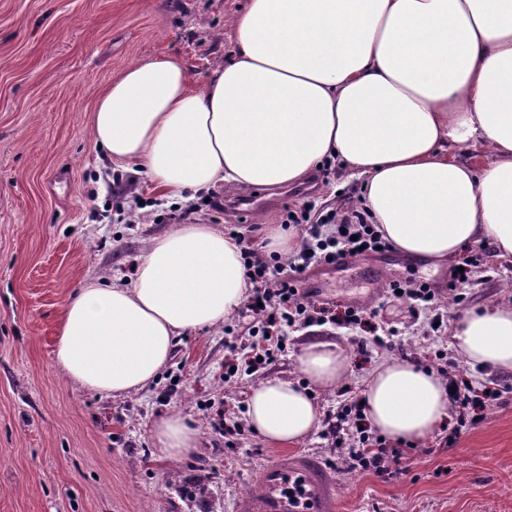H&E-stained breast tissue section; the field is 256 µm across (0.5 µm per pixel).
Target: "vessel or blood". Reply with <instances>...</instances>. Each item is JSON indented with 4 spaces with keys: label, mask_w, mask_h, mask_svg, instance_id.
I'll use <instances>...</instances> for the list:
<instances>
[{
    "label": "vessel or blood",
    "mask_w": 512,
    "mask_h": 512,
    "mask_svg": "<svg viewBox=\"0 0 512 512\" xmlns=\"http://www.w3.org/2000/svg\"><path fill=\"white\" fill-rule=\"evenodd\" d=\"M260 496L241 497L235 512H335V487L312 459L281 455L261 476Z\"/></svg>",
    "instance_id": "b4317fda"
}]
</instances>
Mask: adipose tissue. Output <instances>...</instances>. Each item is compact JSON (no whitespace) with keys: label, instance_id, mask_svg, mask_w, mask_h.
I'll use <instances>...</instances> for the list:
<instances>
[{"label":"adipose tissue","instance_id":"1","mask_svg":"<svg viewBox=\"0 0 512 512\" xmlns=\"http://www.w3.org/2000/svg\"><path fill=\"white\" fill-rule=\"evenodd\" d=\"M233 59L194 88L176 58L126 69L98 99L92 133L115 168L159 197L188 202L220 184L291 186L324 161L363 181L376 228L406 257L441 266L473 243L512 262V0H249ZM240 241L212 224L152 236L131 275L94 279L65 300L54 360L73 382L123 398L155 381L177 337L231 319L248 298ZM451 345L466 362L512 372V302L467 311ZM303 383L268 377L246 402L272 446L318 431L351 372L345 346L297 356ZM366 420L402 443L449 418L448 383L392 357L368 374ZM160 457L199 433L177 412L156 420Z\"/></svg>","mask_w":512,"mask_h":512}]
</instances>
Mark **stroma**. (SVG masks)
<instances>
[{
    "label": "stroma",
    "mask_w": 512,
    "mask_h": 512,
    "mask_svg": "<svg viewBox=\"0 0 512 512\" xmlns=\"http://www.w3.org/2000/svg\"><path fill=\"white\" fill-rule=\"evenodd\" d=\"M248 0H0V512H235L279 451L256 435L235 447L212 426L216 412L243 419L249 389L260 379L302 381L301 345L343 339L352 372L340 392L320 395L333 415L343 393L359 397L362 380L385 354L360 353L357 330L331 325L288 330V352L259 373L226 375L225 328L248 336L253 323L238 312L228 327L180 337L170 364L148 391L112 399L69 381L54 362L62 305L90 278L132 274L149 237L171 230L146 177L112 168L91 136L99 97L128 67L158 57L183 61L195 85L233 56L231 20ZM339 171L312 172L302 185H231L195 203L196 217L235 225L243 246L262 251L266 227L305 195L336 204L360 192ZM141 198L136 218L116 206ZM262 198L263 212L233 200ZM480 244L464 249L474 264L460 292L449 291L459 259L435 268L397 251L366 252L346 265H311L299 288L336 310L375 311L380 337L421 361L426 349L446 351L451 370L479 394L457 434L451 412L441 431L416 452L408 475L384 480L348 469L326 434L291 446L332 477L337 512H512V373L472 368L450 348L459 313L512 301V262L479 261ZM426 282L447 305L441 331L430 313L414 314L390 297L393 282ZM182 412L199 431V446L180 460L158 458L153 423ZM457 436L453 447L444 440ZM206 484V500L182 497V486Z\"/></svg>",
    "instance_id": "35a3bbf8"
}]
</instances>
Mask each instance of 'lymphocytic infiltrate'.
<instances>
[{"label":"lymphocytic infiltrate","mask_w":512,"mask_h":512,"mask_svg":"<svg viewBox=\"0 0 512 512\" xmlns=\"http://www.w3.org/2000/svg\"><path fill=\"white\" fill-rule=\"evenodd\" d=\"M286 220L303 233V244L288 265L263 260L250 249L243 253L247 277L254 285L246 302L255 324L254 338L246 354L240 353L236 341H226V368L255 373L286 355L284 330L288 327L338 321L366 333L375 330L370 313L349 308L343 315H336L329 307L305 301L298 288L300 275L312 260L336 265L363 250H390V243L377 233L370 212L359 204L318 209L306 203L288 209ZM364 422L363 406L350 400L329 425L328 434L337 447L346 449L349 466L384 479L407 475L414 455L412 448L368 433Z\"/></svg>","instance_id":"1"}]
</instances>
